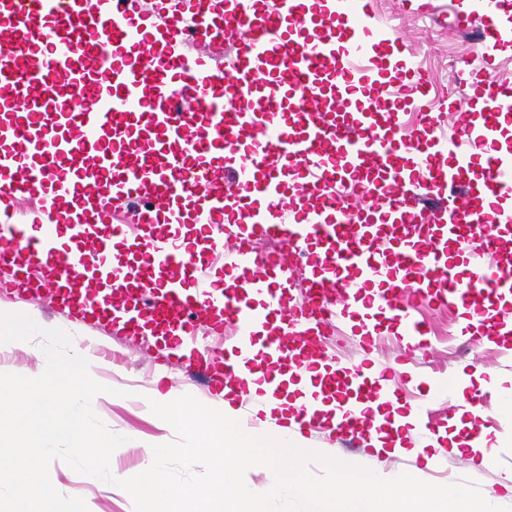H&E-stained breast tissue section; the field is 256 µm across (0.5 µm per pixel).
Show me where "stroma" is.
<instances>
[{
	"label": "stroma",
	"instance_id": "obj_1",
	"mask_svg": "<svg viewBox=\"0 0 512 512\" xmlns=\"http://www.w3.org/2000/svg\"><path fill=\"white\" fill-rule=\"evenodd\" d=\"M404 0H373V9L389 25L399 29L422 66L434 76L432 99L440 101L454 96L467 109L474 102L468 95L469 72L478 51L476 37L458 33L448 26V0H436L433 18L414 20L404 11ZM0 312L28 314L46 328H60L109 349L106 358H93L92 369L97 381L110 387H122L123 398L100 400L97 414L109 429L128 435L127 447L118 449L113 456L114 469L122 477L137 474L140 462L149 444L156 441L171 442L172 429L149 412L145 398L152 391L189 394L201 403H209L211 394L201 386L189 385L181 372L151 365L150 358L157 354L154 337H139L128 343L117 329L95 322H84L56 311L45 299L9 288L0 295ZM429 329L431 347L426 355L417 357V369L422 374H446L461 377L469 394L480 399L490 422L481 437L494 445L489 460L480 454L457 456L451 453L435 456L433 448L423 455L389 456L376 450L354 451L345 449L331 436L325 425H316L309 434L311 447L323 455L349 461L359 466H371L386 472L418 470L422 481L436 485L476 484L484 498L494 500L505 512H512V493L504 489L501 478L512 470V417L501 407V397L512 391V357H506V348L487 337L463 336L458 332L457 315L446 308L424 307L419 311ZM45 355L39 343L18 342L0 348V373L38 376ZM50 480L65 492L82 497L88 512H131V504L122 496L93 484L68 467L63 461H53Z\"/></svg>",
	"mask_w": 512,
	"mask_h": 512
}]
</instances>
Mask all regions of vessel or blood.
Instances as JSON below:
<instances>
[{
  "label": "vessel or blood",
  "mask_w": 512,
  "mask_h": 512,
  "mask_svg": "<svg viewBox=\"0 0 512 512\" xmlns=\"http://www.w3.org/2000/svg\"><path fill=\"white\" fill-rule=\"evenodd\" d=\"M511 10L481 0L453 11L455 29L480 34L474 127L457 102L427 111L431 77L402 36L373 59L370 0H0V266L73 317L149 330L165 364L213 394L235 386L248 427L309 431L325 391L336 397L331 434L368 445L370 403L400 399V371L430 346L419 305L512 335V320L484 304L512 294L497 235L512 224L497 205L512 195V147L500 138L512 83L489 71L512 42ZM227 42L230 63L213 67L208 49ZM407 80L417 97L402 95ZM286 94L302 104L292 123ZM475 165L477 191L464 181ZM32 195L39 207L20 211ZM114 205L133 223H110ZM129 237L153 273L139 288L123 287L106 258ZM259 237L278 250L257 251ZM461 241L473 249L459 265L448 248ZM352 311L360 364L324 350ZM383 316L403 332L393 364L378 368ZM282 359L304 401L270 416L264 400L286 382L271 373L255 389L248 371ZM448 390L440 377L411 399L416 421L400 442L435 434L427 407Z\"/></svg>",
  "instance_id": "vessel-or-blood-1"
}]
</instances>
